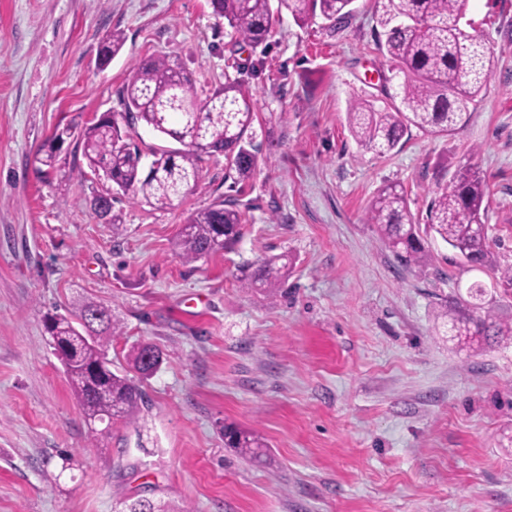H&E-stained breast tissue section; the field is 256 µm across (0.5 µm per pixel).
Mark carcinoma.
I'll return each instance as SVG.
<instances>
[{
  "instance_id": "1",
  "label": "carcinoma",
  "mask_w": 512,
  "mask_h": 512,
  "mask_svg": "<svg viewBox=\"0 0 512 512\" xmlns=\"http://www.w3.org/2000/svg\"><path fill=\"white\" fill-rule=\"evenodd\" d=\"M355 0H211L213 13L224 18L237 43L252 46L269 38L276 16L285 9L295 23L319 16L336 24L350 18ZM470 0H377L381 28L377 46L390 71L400 79L398 91L388 100L355 98L346 117L349 131L366 151L386 154L394 150L412 127L434 137L451 136L470 116L469 106L487 88L494 51L462 25ZM125 36L114 30L103 40L101 65L123 48ZM132 79L122 89L124 117L180 143L182 148L153 153L149 165L130 148L115 115L110 113L86 125L77 136L87 167L112 183L118 191L156 209H165L185 194L200 176L197 161L203 154L222 153L234 171V180L250 177L256 166L253 146L255 104L238 80L225 77L224 85L199 102L189 78L171 60L153 58L136 63ZM72 137L69 127L58 129L39 163L52 166L55 143ZM95 209L117 223L112 195L94 197ZM489 192L477 168L467 164L438 184L429 206V230L456 253L462 263L480 265L490 248L486 230ZM365 223L375 226L400 263L425 270L430 255L410 219L405 190L390 184L371 202ZM242 213L232 203L220 201L187 217L175 242L177 254L187 263L234 243L240 234ZM288 276V264L271 256L247 266L245 281L269 292ZM477 306L458 303L449 310L451 328L469 340L475 336H511V329L475 314ZM48 345L60 360L84 415L89 421L138 417L145 400L138 385L112 372L107 347L116 332L111 311L94 302L79 304L73 317L54 315L47 324ZM150 346L131 352L138 372L154 370L159 356L146 362ZM231 448L254 452L263 448L247 431L224 429ZM120 512H173L166 503L125 496Z\"/></svg>"
}]
</instances>
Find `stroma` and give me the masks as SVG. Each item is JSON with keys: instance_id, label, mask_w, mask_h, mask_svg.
<instances>
[{"instance_id": "35a3bbf8", "label": "stroma", "mask_w": 512, "mask_h": 512, "mask_svg": "<svg viewBox=\"0 0 512 512\" xmlns=\"http://www.w3.org/2000/svg\"><path fill=\"white\" fill-rule=\"evenodd\" d=\"M376 4L340 27L281 11L266 44L233 43L209 0H0V512H118L116 498L178 512H512V343L459 346L447 303L485 289L483 312L512 327V0H471L465 29L495 52L464 127L410 128L382 156L346 123L354 97L391 88ZM126 42L109 65L97 48ZM167 57L197 99L236 76L256 106L254 174L233 183L224 155L159 210L116 194L112 226L89 200L74 140L53 167L38 152L56 128L121 113L140 60ZM471 164L490 186L485 265L461 263L426 229L440 181ZM398 184L431 255L402 265L364 218ZM241 237L187 263L173 242L189 214L219 201ZM287 255L276 292L243 265ZM112 311L108 357L147 405L136 422L90 430L46 343L45 315L83 301ZM163 363L139 374L129 353ZM255 433L260 457L224 445Z\"/></svg>"}]
</instances>
